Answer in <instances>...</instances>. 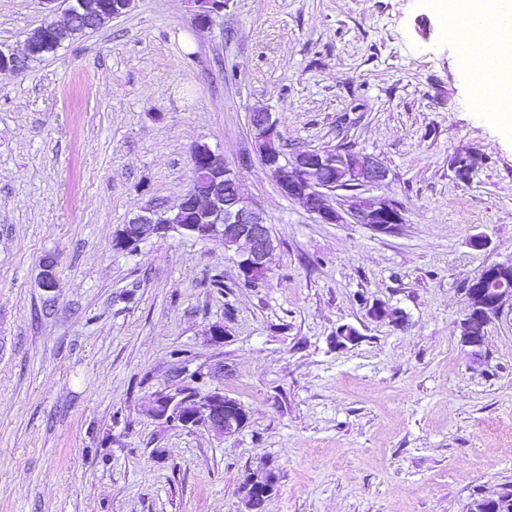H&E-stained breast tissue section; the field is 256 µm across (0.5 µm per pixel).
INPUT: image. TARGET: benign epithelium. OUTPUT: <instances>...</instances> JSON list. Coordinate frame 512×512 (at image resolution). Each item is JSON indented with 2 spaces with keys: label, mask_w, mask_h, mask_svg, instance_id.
<instances>
[{
  "label": "benign epithelium",
  "mask_w": 512,
  "mask_h": 512,
  "mask_svg": "<svg viewBox=\"0 0 512 512\" xmlns=\"http://www.w3.org/2000/svg\"><path fill=\"white\" fill-rule=\"evenodd\" d=\"M66 20L46 21L27 34L25 54L0 49V71L23 70L35 58L55 53L76 33L100 29L127 13L135 0H66ZM204 8L197 24L204 27L215 11L224 9V0H198ZM249 122L263 165L274 175L283 196L296 203L322 224H342L343 213L327 204L326 192L341 186L356 190L387 183L389 171L370 155L344 147L334 153L302 150L288 156L276 148L280 142L274 113L257 109ZM193 179L175 211L182 223H169L168 210L148 209L119 225L112 238L118 251L134 252L153 238H164L176 231L182 236L218 241L234 252L239 276L245 280L268 270L276 251L270 225L262 210L251 204L242 192L239 178L224 163V157L205 143L193 147ZM347 213L358 223L378 232H391L403 223L399 209L391 200L377 201L360 195L349 196ZM56 264L42 263L39 286L46 292L56 285ZM468 312L460 322L465 345L478 352L484 343L487 326L512 307V264L491 265L475 277L464 280ZM209 374L198 369L190 379L177 377L167 390L154 395L147 413L155 420L186 431L204 428L218 437L231 436L246 424L247 412L238 400L219 388L206 386Z\"/></svg>",
  "instance_id": "7a95c632"
}]
</instances>
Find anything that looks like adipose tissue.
I'll list each match as a JSON object with an SVG mask.
<instances>
[{
  "label": "adipose tissue",
  "instance_id": "obj_1",
  "mask_svg": "<svg viewBox=\"0 0 512 512\" xmlns=\"http://www.w3.org/2000/svg\"><path fill=\"white\" fill-rule=\"evenodd\" d=\"M441 11L448 27L470 24L469 37L459 48L473 78L490 81L493 91L483 104L485 112L496 117L504 129L512 128V39H500L494 56L485 48L490 31L512 28V0H441Z\"/></svg>",
  "mask_w": 512,
  "mask_h": 512
}]
</instances>
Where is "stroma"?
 Returning <instances> with one entry per match:
<instances>
[{
  "mask_svg": "<svg viewBox=\"0 0 512 512\" xmlns=\"http://www.w3.org/2000/svg\"><path fill=\"white\" fill-rule=\"evenodd\" d=\"M197 11L135 0L0 74V512H245L244 478L269 473L264 512H468L512 490V313L475 355L458 328L464 278L512 263V136L479 112L436 0H227L205 29ZM44 17L0 0V47ZM261 107L289 148L376 157L389 179L364 195L403 223L321 224L284 197ZM200 142L272 228L259 287L215 241L112 248L133 214L178 204ZM376 301L406 327L371 319ZM342 324L356 343L335 345ZM185 366L243 404L241 431L147 415Z\"/></svg>",
  "mask_w": 512,
  "mask_h": 512,
  "instance_id": "1",
  "label": "stroma"
}]
</instances>
